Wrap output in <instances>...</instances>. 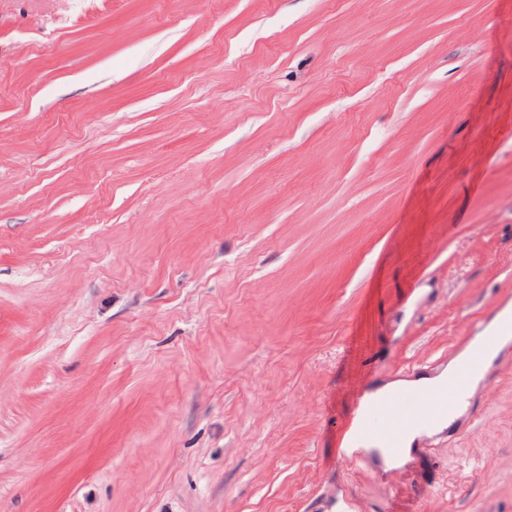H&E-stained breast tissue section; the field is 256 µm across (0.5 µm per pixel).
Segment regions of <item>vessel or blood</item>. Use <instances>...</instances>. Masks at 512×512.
I'll return each mask as SVG.
<instances>
[{
  "label": "vessel or blood",
  "mask_w": 512,
  "mask_h": 512,
  "mask_svg": "<svg viewBox=\"0 0 512 512\" xmlns=\"http://www.w3.org/2000/svg\"><path fill=\"white\" fill-rule=\"evenodd\" d=\"M512 335V317L508 318L499 332L484 333L472 355L463 359L445 388L414 392L409 401L397 396L360 398L347 439L339 451L342 460H366L369 444L382 447L392 460L405 457L404 434L413 423L429 427L438 426L454 410L457 402L469 390L471 377L485 360L487 351L498 345L503 337Z\"/></svg>",
  "instance_id": "obj_1"
}]
</instances>
